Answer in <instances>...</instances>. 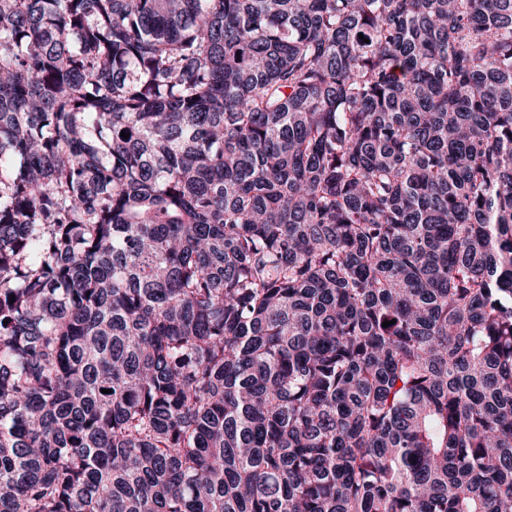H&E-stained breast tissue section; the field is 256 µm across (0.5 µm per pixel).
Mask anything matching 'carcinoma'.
Masks as SVG:
<instances>
[{
	"label": "carcinoma",
	"mask_w": 512,
	"mask_h": 512,
	"mask_svg": "<svg viewBox=\"0 0 512 512\" xmlns=\"http://www.w3.org/2000/svg\"><path fill=\"white\" fill-rule=\"evenodd\" d=\"M0 512H512V0H0Z\"/></svg>",
	"instance_id": "carcinoma-1"
}]
</instances>
